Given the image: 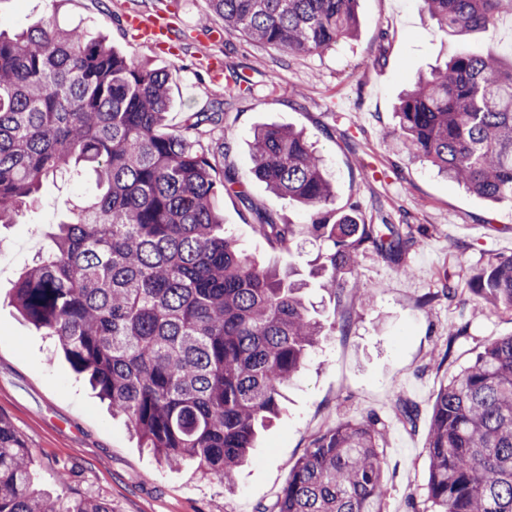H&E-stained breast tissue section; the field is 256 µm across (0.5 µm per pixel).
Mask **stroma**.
<instances>
[{
    "label": "stroma",
    "mask_w": 512,
    "mask_h": 512,
    "mask_svg": "<svg viewBox=\"0 0 512 512\" xmlns=\"http://www.w3.org/2000/svg\"><path fill=\"white\" fill-rule=\"evenodd\" d=\"M164 14L177 47L164 52L134 39L125 14ZM359 30L318 54L288 56L252 43L211 14L209 0H0V28L21 31L43 18L103 35L123 54L169 75L168 120L223 104V131L203 133L201 149L222 155L248 201L221 199L224 225L260 264L305 274L322 243L271 244L253 210L303 223L294 204L270 193L251 169L255 127L281 124L306 133L326 158L336 204L365 219L409 224L417 242L393 265L374 251L357 259L353 284L306 290L326 331L289 387L275 423L260 431L236 489L192 468L159 463L123 419L56 354L53 341L17 312L12 287L51 245L55 224L79 198L93 196L89 173L47 178L39 201L0 227V417L25 440L38 486L106 501L112 512H258L286 485L313 436L337 422L374 415L386 427L384 512H429L425 452L437 391L491 339L512 334V312L480 310L466 336L449 340L461 304L437 294L443 278L463 280L512 255V207L469 193L410 158L394 134L395 105L414 79L451 56L458 38L439 32L422 0H359ZM222 30L212 40L208 28ZM372 289L361 299L355 285ZM404 396L419 409L416 427L395 414Z\"/></svg>",
    "instance_id": "35a3bbf8"
}]
</instances>
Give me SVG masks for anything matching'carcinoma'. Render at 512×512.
Listing matches in <instances>:
<instances>
[{
	"label": "carcinoma",
	"mask_w": 512,
	"mask_h": 512,
	"mask_svg": "<svg viewBox=\"0 0 512 512\" xmlns=\"http://www.w3.org/2000/svg\"><path fill=\"white\" fill-rule=\"evenodd\" d=\"M224 26L288 55L323 52L357 27V0H209ZM445 35L494 30L512 0H423ZM165 73L50 16L0 30V224L44 179L90 169L98 193L58 224L53 249L21 274L14 303L56 340L71 369L170 467L224 480L274 418L325 324L292 271L262 267L224 229V163L195 148L224 129V109L166 117ZM408 156L493 203L512 206V60L461 46L399 100ZM256 178L305 210V224L256 213L259 232L289 248L326 243L311 275L343 287L369 248L398 261L413 243L400 224L339 213L325 162L304 134L253 131ZM512 311V255L442 296L465 292ZM401 421L418 408L399 396ZM384 424L343 421L315 435L276 500L258 512H383ZM433 512H512V335L490 340L436 394L428 431ZM24 440L0 419V512H112L107 503L34 487Z\"/></svg>",
	"instance_id": "carcinoma-1"
}]
</instances>
